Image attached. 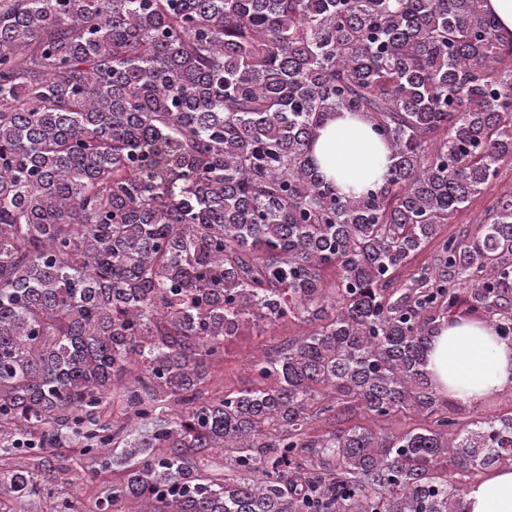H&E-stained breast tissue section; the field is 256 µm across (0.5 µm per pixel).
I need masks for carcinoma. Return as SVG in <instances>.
Here are the masks:
<instances>
[{
	"mask_svg": "<svg viewBox=\"0 0 512 512\" xmlns=\"http://www.w3.org/2000/svg\"><path fill=\"white\" fill-rule=\"evenodd\" d=\"M333 112L382 186L320 171ZM506 162L484 0H0V512H81L82 464L97 512H467L512 411L427 354L446 318L512 338V194L437 236ZM248 315L306 330L219 387ZM312 155L320 170L342 195L362 192L370 183L385 182L389 151L357 114L329 115L313 142Z\"/></svg>",
	"mask_w": 512,
	"mask_h": 512,
	"instance_id": "cac0c4a2",
	"label": "carcinoma"
}]
</instances>
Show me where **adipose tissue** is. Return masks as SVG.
Instances as JSON below:
<instances>
[{
  "mask_svg": "<svg viewBox=\"0 0 512 512\" xmlns=\"http://www.w3.org/2000/svg\"><path fill=\"white\" fill-rule=\"evenodd\" d=\"M312 155L343 195L383 184L390 165L388 149L373 137L367 120L351 113L327 117ZM427 368L440 395L477 406L512 388V340L485 323L446 321L432 339ZM465 501L469 512H512V466L490 469L471 482Z\"/></svg>",
  "mask_w": 512,
  "mask_h": 512,
  "instance_id": "ef3b65f1",
  "label": "adipose tissue"
}]
</instances>
